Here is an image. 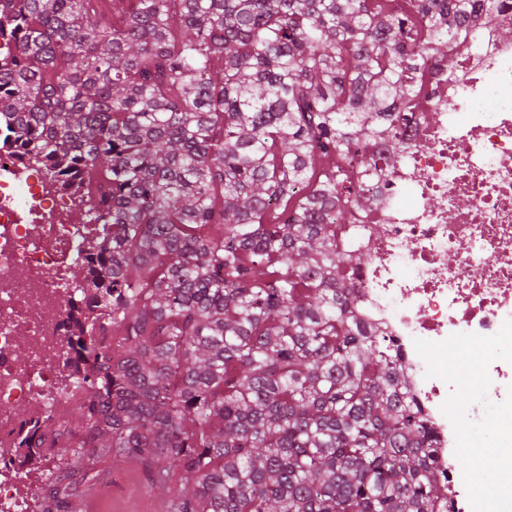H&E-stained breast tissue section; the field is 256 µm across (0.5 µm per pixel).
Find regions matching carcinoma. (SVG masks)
Returning a JSON list of instances; mask_svg holds the SVG:
<instances>
[{"label":"carcinoma","instance_id":"carcinoma-1","mask_svg":"<svg viewBox=\"0 0 512 512\" xmlns=\"http://www.w3.org/2000/svg\"><path fill=\"white\" fill-rule=\"evenodd\" d=\"M0 0V152L99 225L55 408L15 452L57 457L76 512L94 457L134 459L167 512H449L397 353L356 314L357 228L423 54L471 0Z\"/></svg>","mask_w":512,"mask_h":512}]
</instances>
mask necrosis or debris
<instances>
[{
	"label": "necrosis or debris",
	"mask_w": 512,
	"mask_h": 512,
	"mask_svg": "<svg viewBox=\"0 0 512 512\" xmlns=\"http://www.w3.org/2000/svg\"><path fill=\"white\" fill-rule=\"evenodd\" d=\"M512 0L477 10L478 46L455 52L456 71L426 56L415 117L401 128L406 152L382 159L352 213L366 259L351 274L361 318L385 336L399 373L432 431L433 467L450 512H472L456 468L455 433L442 406L453 388L426 375L414 342L496 334L512 318ZM0 157V512H26L40 467L12 458L20 421L62 401V341L82 312L73 257L96 237L68 196L36 171L19 178Z\"/></svg>",
	"instance_id": "necrosis-or-debris-1"
}]
</instances>
